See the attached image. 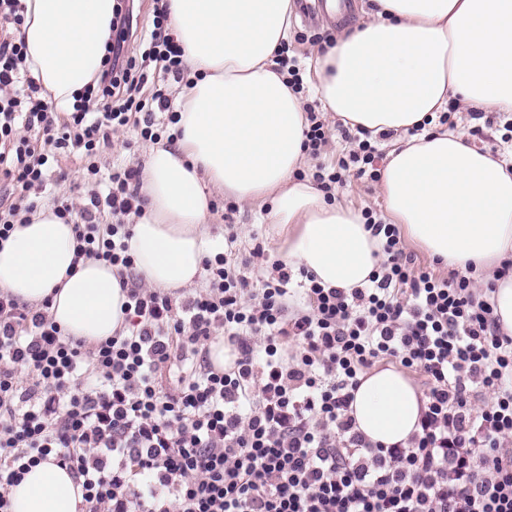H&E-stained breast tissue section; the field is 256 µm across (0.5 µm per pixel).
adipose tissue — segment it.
<instances>
[{
	"label": "adipose tissue",
	"mask_w": 512,
	"mask_h": 512,
	"mask_svg": "<svg viewBox=\"0 0 512 512\" xmlns=\"http://www.w3.org/2000/svg\"><path fill=\"white\" fill-rule=\"evenodd\" d=\"M291 0H164L183 49L174 145L144 160L142 214L130 252L158 290L192 285L210 252L214 191L237 203L270 200L268 223L288 228L284 259L324 287L363 288L381 246L361 214L297 178L309 122L275 58ZM16 36L43 98L68 110L102 70L116 0H24ZM313 92L351 128L398 134L381 171L386 214L448 268L476 276L512 336V146L492 158L437 121L456 98L512 114V0H369L362 22L314 60ZM73 225L39 207L0 245V292L48 304L68 335L121 332L127 291L117 268L76 259ZM426 399L394 366L366 374L349 414L372 444L409 446ZM68 469L44 463L10 491L11 512H78Z\"/></svg>",
	"instance_id": "ef3b65f1"
}]
</instances>
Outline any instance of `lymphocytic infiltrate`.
<instances>
[{
  "instance_id": "f902f5d3",
  "label": "lymphocytic infiltrate",
  "mask_w": 512,
  "mask_h": 512,
  "mask_svg": "<svg viewBox=\"0 0 512 512\" xmlns=\"http://www.w3.org/2000/svg\"><path fill=\"white\" fill-rule=\"evenodd\" d=\"M22 0H0V182L25 192L0 202V241L29 223L62 158L94 189L82 206L53 199L74 226L76 258L121 270L127 331L89 344L48 312L0 293V512L29 469L55 459L81 487V512H512V337L470 278L417 265L396 225L364 210L384 259L364 288H326L306 275L309 309L290 304L293 273L262 245L203 262L204 287L179 301L139 284L129 250L140 171L102 172L94 158L114 132L158 141L146 70L184 80L163 4L140 57L115 15L97 80L72 111H51L27 77L9 28ZM313 180L375 181L370 135L349 138ZM273 278L255 280L263 262ZM236 358L215 368L216 336ZM392 361L425 379L421 431L406 448L373 445L348 410L366 370ZM371 462H364V453Z\"/></svg>"
}]
</instances>
